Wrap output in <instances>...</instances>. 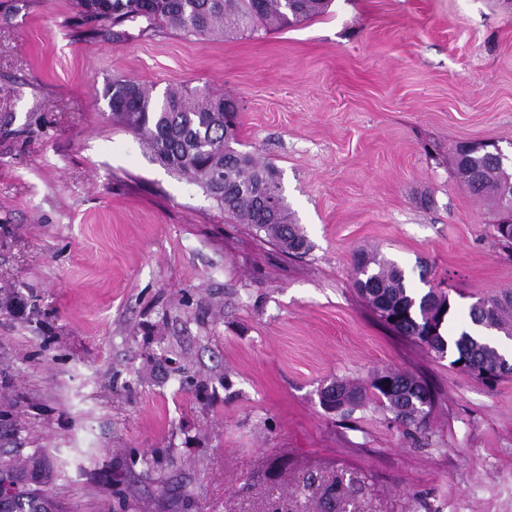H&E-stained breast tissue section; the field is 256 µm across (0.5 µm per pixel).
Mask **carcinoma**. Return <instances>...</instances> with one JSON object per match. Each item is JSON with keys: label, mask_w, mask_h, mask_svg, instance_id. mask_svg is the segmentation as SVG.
I'll return each mask as SVG.
<instances>
[{"label": "carcinoma", "mask_w": 512, "mask_h": 512, "mask_svg": "<svg viewBox=\"0 0 512 512\" xmlns=\"http://www.w3.org/2000/svg\"><path fill=\"white\" fill-rule=\"evenodd\" d=\"M330 0H75L77 15L102 26L143 19L186 35L222 36L234 32L283 30L325 11ZM112 122L143 140L152 159L199 186L225 217L247 224L262 241L292 255L310 250L309 240L293 221L282 193L280 175L270 163L232 147L237 142L238 112L234 100L200 89L171 90L162 101L131 80H115L109 97ZM458 181L473 196L501 206L512 195V154L497 146L476 143L457 149ZM502 248L512 249V217L492 225ZM355 284L370 311L388 329L443 358L451 352L469 364L468 373L481 378L495 372L505 359L489 341L452 326L449 295L434 289L419 292L408 286L404 271L393 261L360 251L354 257ZM478 326L512 336V299L490 294L469 307ZM338 395L336 411L352 413L376 404L405 429H423L434 400L423 401L426 384L409 371L375 372L365 385L336 379L326 385ZM0 482L13 492L0 498V512H59L49 492L37 487L36 472L0 455ZM341 481L329 484L319 506L336 512Z\"/></svg>", "instance_id": "carcinoma-1"}]
</instances>
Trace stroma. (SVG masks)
I'll list each match as a JSON object with an SVG mask.
<instances>
[{
  "instance_id": "1",
  "label": "stroma",
  "mask_w": 512,
  "mask_h": 512,
  "mask_svg": "<svg viewBox=\"0 0 512 512\" xmlns=\"http://www.w3.org/2000/svg\"><path fill=\"white\" fill-rule=\"evenodd\" d=\"M115 80L233 98L311 243L232 224L109 118ZM512 147V0H332L281 31L187 37L0 0V448L63 512H512V376L489 384L380 325L364 250L450 296L512 289L500 213L455 173ZM407 370L425 429L318 391Z\"/></svg>"
}]
</instances>
